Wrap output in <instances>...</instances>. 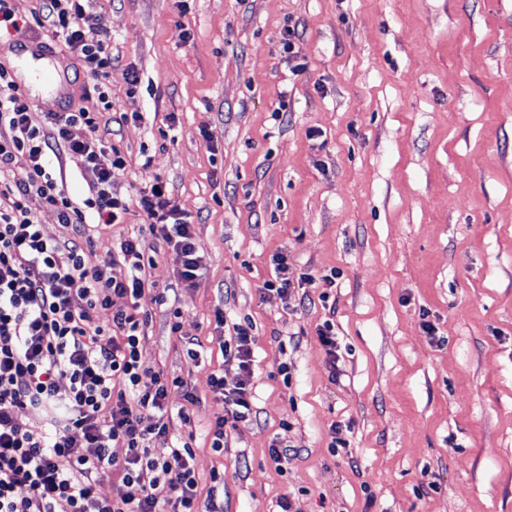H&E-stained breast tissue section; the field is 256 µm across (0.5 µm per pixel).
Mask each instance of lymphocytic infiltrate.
I'll return each instance as SVG.
<instances>
[{"label":"lymphocytic infiltrate","mask_w":512,"mask_h":512,"mask_svg":"<svg viewBox=\"0 0 512 512\" xmlns=\"http://www.w3.org/2000/svg\"><path fill=\"white\" fill-rule=\"evenodd\" d=\"M52 34L75 56L100 103L98 109L50 112L36 118L9 69L0 65V512H219L217 491L224 477L213 473L212 489L201 493L191 466L189 443L168 456L153 457L152 436L169 431L168 398L180 391L196 403L181 377L140 361L148 314L114 308V297L137 300L155 268L146 241L132 239L120 254L87 259L93 243L88 221L115 223L128 213L127 201L112 194V171L123 167L120 150L98 137L102 113L111 111L106 88L112 79V37L101 30L88 0H43ZM77 155L89 195L75 204L54 162ZM56 211L67 237L44 236L31 201ZM137 205L150 238L182 255L179 279L194 286L206 268L198 255L194 226L173 200L166 182L152 177ZM149 238V239H150ZM83 306H75L74 298ZM111 311L99 322V311ZM221 345L225 361L236 362L240 379L226 387L210 378L215 399L224 404L210 428L211 448L223 452L226 428L252 421L250 388L253 340L236 326ZM68 376V386L58 384ZM42 409L43 428L19 416L25 407ZM153 417L144 425V417ZM125 445L116 460L105 440ZM120 472L126 491L99 496L100 480Z\"/></svg>","instance_id":"lymphocytic-infiltrate-1"}]
</instances>
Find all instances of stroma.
Wrapping results in <instances>:
<instances>
[{"mask_svg":"<svg viewBox=\"0 0 512 512\" xmlns=\"http://www.w3.org/2000/svg\"><path fill=\"white\" fill-rule=\"evenodd\" d=\"M89 6L112 34L113 108L129 116L99 129L126 158L112 194L133 200L163 178L207 261L190 287L181 254L161 247L138 301L142 362L198 398L171 393L151 454L191 436L200 487L224 475V512H281L284 499L290 512H512V0ZM147 234L134 208L93 232V250ZM277 255L314 278L285 300L263 288ZM237 324L255 340L256 417L219 454L210 375L238 381L220 350ZM186 338L202 341L198 362Z\"/></svg>","mask_w":512,"mask_h":512,"instance_id":"1","label":"stroma"}]
</instances>
